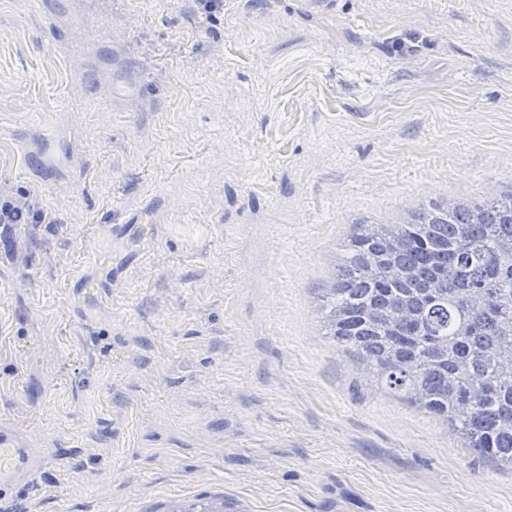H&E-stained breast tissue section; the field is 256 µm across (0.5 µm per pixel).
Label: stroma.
Here are the masks:
<instances>
[{
  "label": "stroma",
  "instance_id": "obj_1",
  "mask_svg": "<svg viewBox=\"0 0 512 512\" xmlns=\"http://www.w3.org/2000/svg\"><path fill=\"white\" fill-rule=\"evenodd\" d=\"M44 130L42 180L13 134ZM512 193V0H0V512H512L325 334L362 224ZM46 219L43 211L37 209L29 201L0 202V224L11 226L10 224H42ZM46 464V454L39 448H27L14 437L0 439V490L32 478Z\"/></svg>",
  "mask_w": 512,
  "mask_h": 512
}]
</instances>
